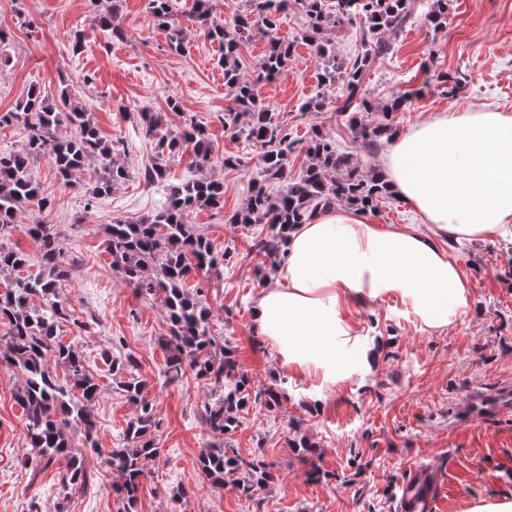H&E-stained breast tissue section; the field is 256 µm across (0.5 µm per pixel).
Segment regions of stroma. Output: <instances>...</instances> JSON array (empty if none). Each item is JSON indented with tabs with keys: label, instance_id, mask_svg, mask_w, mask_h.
Here are the masks:
<instances>
[{
	"label": "stroma",
	"instance_id": "35a3bbf8",
	"mask_svg": "<svg viewBox=\"0 0 512 512\" xmlns=\"http://www.w3.org/2000/svg\"><path fill=\"white\" fill-rule=\"evenodd\" d=\"M447 4L443 26L417 18L394 54L371 72L369 85L379 101L413 95L390 116L395 133L438 112L512 113V0ZM305 28L298 8L281 13L276 32L293 42L294 51L280 76L259 81L257 90L299 145L321 131L335 135L338 149L352 150L350 132L338 128L335 96L323 108L304 107L318 91L321 72L313 45L302 38ZM0 29L9 34L0 45V54L9 57L0 67V114L13 111L30 89L53 100L68 89L129 172L88 210L83 196L102 175L97 161H87L68 185L47 159L33 167L52 201L47 219L66 242L68 278L59 293L70 318L57 334L77 341L100 384L90 407L100 447H123L122 431L139 412L101 357L112 341L136 357L134 372L153 405L151 435L159 455L133 512H394L416 464L437 466L445 477L446 497L437 512H466L473 499L512 496V238L446 243L473 288L470 308L445 328L426 329L391 297L353 307L350 316L375 359L335 392L320 395L313 378L277 363L253 327V299L265 283L253 276L251 243L269 227L235 224L231 217L252 181L273 192L285 183L266 177L259 147L224 129V114L237 105L224 81L218 43L196 33L184 51H172L147 0H121L108 29L92 0H0ZM173 99L179 111L171 110ZM144 110L162 116L151 137L140 125ZM190 122L207 131L214 157L207 174L223 182L224 206L194 210L189 221L228 256L220 271L194 272L188 283L205 284L211 330L248 374L252 391L285 392L276 405L261 399L249 404L224 437L211 433L202 418L212 398L204 380L188 369L167 382V355L157 344L168 329L163 299L139 295L113 270L105 233L108 224L159 210L167 185L199 177L189 152L167 160L164 180L144 177L158 137ZM228 155L241 158V166L224 167ZM22 384L19 369L0 363V512H32L36 505L41 512H121L112 490L121 478L94 454L86 456L88 483L67 497L58 482L64 462L38 474L26 466L34 450L16 401ZM222 443L244 460L267 464L271 478L264 490L241 493L236 473L220 487L207 480L198 456Z\"/></svg>",
	"mask_w": 512,
	"mask_h": 512
}]
</instances>
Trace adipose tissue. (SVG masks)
I'll list each match as a JSON object with an SVG mask.
<instances>
[{
	"label": "adipose tissue",
	"instance_id": "adipose-tissue-1",
	"mask_svg": "<svg viewBox=\"0 0 512 512\" xmlns=\"http://www.w3.org/2000/svg\"><path fill=\"white\" fill-rule=\"evenodd\" d=\"M379 171L428 224L380 229L336 206L291 230L287 259L253 304L254 328L282 364L329 391L373 359L346 309L388 296L436 330L464 313L471 284L441 240L512 236V114L437 113L397 137Z\"/></svg>",
	"mask_w": 512,
	"mask_h": 512
}]
</instances>
